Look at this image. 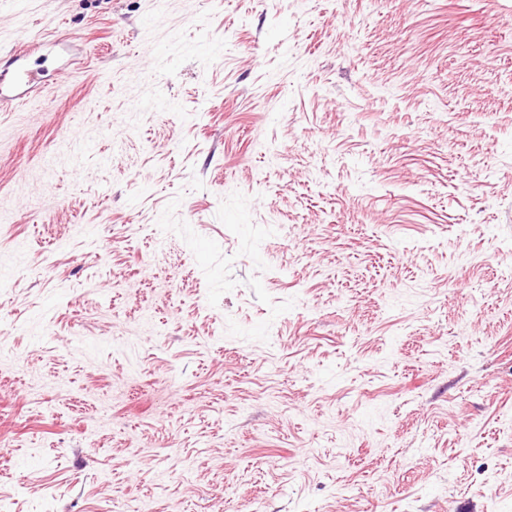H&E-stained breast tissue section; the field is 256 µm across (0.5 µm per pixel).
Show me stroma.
I'll return each instance as SVG.
<instances>
[{
  "label": "stroma",
  "mask_w": 512,
  "mask_h": 512,
  "mask_svg": "<svg viewBox=\"0 0 512 512\" xmlns=\"http://www.w3.org/2000/svg\"><path fill=\"white\" fill-rule=\"evenodd\" d=\"M0 512H512V0H0Z\"/></svg>",
  "instance_id": "1"
}]
</instances>
